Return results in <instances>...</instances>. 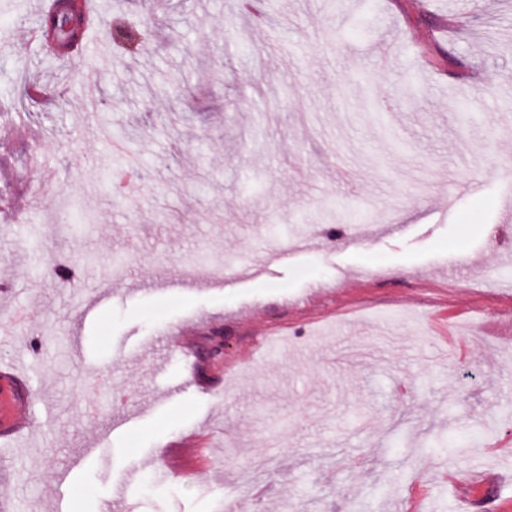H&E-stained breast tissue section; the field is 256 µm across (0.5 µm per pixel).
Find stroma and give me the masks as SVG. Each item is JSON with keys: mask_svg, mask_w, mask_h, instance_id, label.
Instances as JSON below:
<instances>
[{"mask_svg": "<svg viewBox=\"0 0 512 512\" xmlns=\"http://www.w3.org/2000/svg\"><path fill=\"white\" fill-rule=\"evenodd\" d=\"M38 3L0 0V85L53 90L0 117V317L30 314L0 512H56L90 446L71 512H512V0H93L58 61ZM119 16L155 47H115Z\"/></svg>", "mask_w": 512, "mask_h": 512, "instance_id": "1", "label": "stroma"}]
</instances>
